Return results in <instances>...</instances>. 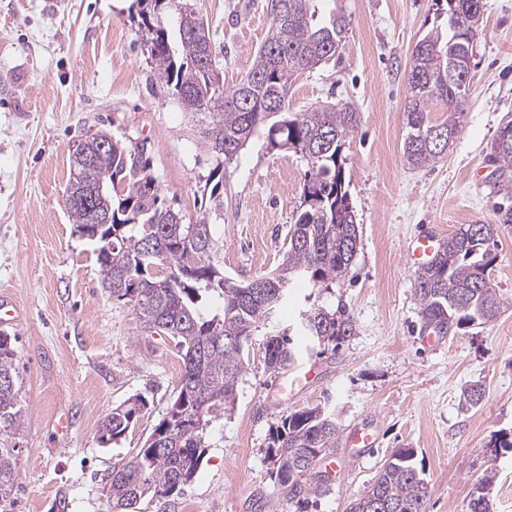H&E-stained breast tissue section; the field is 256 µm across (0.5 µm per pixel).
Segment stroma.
<instances>
[{"label": "stroma", "mask_w": 512, "mask_h": 512, "mask_svg": "<svg viewBox=\"0 0 512 512\" xmlns=\"http://www.w3.org/2000/svg\"><path fill=\"white\" fill-rule=\"evenodd\" d=\"M210 28L225 88L250 68L268 28L267 0H189ZM350 25L336 56L293 77L289 109L352 102L361 120L344 155L360 247L344 281L327 290L295 282L278 314L295 322L310 304L346 310L356 331L336 348L305 354L316 375L280 392L265 363L266 328L245 347L235 400L214 411L206 450L171 506L142 512H294L269 474L270 434L280 416L322 405L342 432L367 426L378 442L363 458L337 444L321 461L328 493L306 512H347L391 453L416 452L428 483L427 512H466L476 481L494 472L493 512H512V224H498L501 197L489 179L491 142L512 118V0H488L478 23L471 80L457 138L425 168L402 157L407 76L415 43L443 20L433 0H323ZM138 0H0V296L16 320L0 323L18 351L24 423L0 430L18 481L0 512H109L114 464L142 448L177 393L182 361L164 337L139 327L136 309L102 287L95 245L75 232L65 203L70 147L107 131L145 145L168 204L185 223L209 215L225 275L241 282L281 264L283 237L301 204L306 161L270 149L258 132L232 164L199 139L203 114L183 109L154 76ZM497 224L490 278L505 306L493 323L426 346L414 295L412 239L437 224ZM481 385L469 407L464 394ZM146 406L118 443L97 426L133 396ZM68 417L58 435L55 422Z\"/></svg>", "instance_id": "stroma-1"}]
</instances>
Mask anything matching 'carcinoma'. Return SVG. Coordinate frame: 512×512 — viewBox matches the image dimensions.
<instances>
[{
    "label": "carcinoma",
    "instance_id": "obj_1",
    "mask_svg": "<svg viewBox=\"0 0 512 512\" xmlns=\"http://www.w3.org/2000/svg\"><path fill=\"white\" fill-rule=\"evenodd\" d=\"M283 9L268 11L269 27L253 64L229 90L216 88L212 36L190 7L179 9L172 31L143 22L158 78L183 108L208 116L201 128L204 148L229 162L262 127L273 149H292L307 162L300 212L289 225L282 263L269 275L243 284L224 275L214 263L215 239L207 216L187 224L180 212L165 204L143 145L118 140L96 153L92 180L103 187L112 223L92 224L80 205L68 208L76 232L97 233L96 260L103 287L112 297L131 303L140 328L170 339L183 364L178 393L165 417L143 448L115 465L110 474L112 512H140L145 501L181 493L195 477L204 452V426L218 405L234 402L245 371L244 348L259 325L275 319L288 299L292 280L304 276L315 288L338 283L352 266L360 243L358 224L349 203L343 149L360 122L352 104L338 101L303 112L288 111L294 75L309 63L336 55L348 31L344 10L336 8L317 20L316 0H281ZM479 0H435L447 17V35H427L423 53H411L410 70L423 81L408 80L410 97L404 110V161L430 166L442 151L427 144L430 130L459 133V115L469 87L471 58L477 35ZM448 104V118L435 123L429 105ZM490 152L499 176L498 192L512 194V121L496 134ZM480 235L461 225L444 241L426 267L418 270L415 298L421 331L455 336L460 331L494 322L503 302L492 287L488 270L497 259L490 249L496 225ZM223 299L218 312L207 310L212 296ZM297 328L314 345L334 344L354 335V320L343 310L312 307L300 314ZM293 328L266 337L265 362L279 374L295 366L298 350ZM17 352L11 338L0 333V428L20 427L15 374ZM145 407L135 396L112 409L98 426L103 445L117 442ZM340 437L336 416L316 405L280 417L273 428L267 460L274 483L295 509L309 491L324 494L329 478L315 471ZM315 486L307 487L309 476ZM18 473L13 454L0 448V494L12 490ZM495 475L479 481L470 494L467 512H492L489 490ZM428 483L416 466L411 448H399L376 479L356 498L349 512H426Z\"/></svg>",
    "mask_w": 512,
    "mask_h": 512
}]
</instances>
